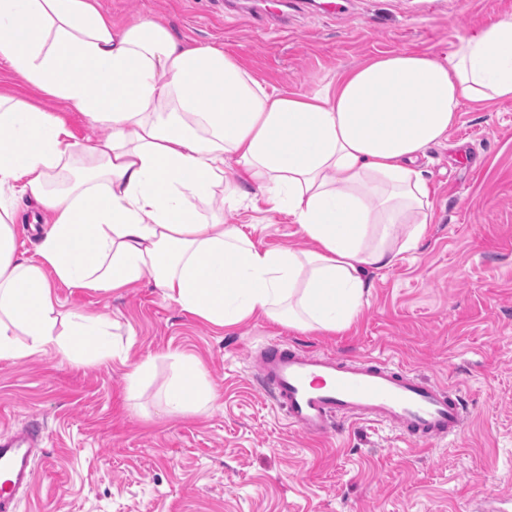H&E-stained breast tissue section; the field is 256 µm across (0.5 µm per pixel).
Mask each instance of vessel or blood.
Here are the masks:
<instances>
[{
  "mask_svg": "<svg viewBox=\"0 0 512 512\" xmlns=\"http://www.w3.org/2000/svg\"><path fill=\"white\" fill-rule=\"evenodd\" d=\"M251 366L276 410L316 440L342 422L364 420L432 446L458 436L465 425L457 390L385 356L317 353L277 340L259 346ZM36 443L31 432H0V512H16L20 489L33 486Z\"/></svg>",
  "mask_w": 512,
  "mask_h": 512,
  "instance_id": "b4317fda",
  "label": "vessel or blood"
}]
</instances>
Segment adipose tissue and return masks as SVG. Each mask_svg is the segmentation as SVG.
I'll list each match as a JSON object with an SVG mask.
<instances>
[{
  "label": "adipose tissue",
  "instance_id": "obj_1",
  "mask_svg": "<svg viewBox=\"0 0 512 512\" xmlns=\"http://www.w3.org/2000/svg\"><path fill=\"white\" fill-rule=\"evenodd\" d=\"M0 60L111 130L82 142L53 113L0 95V191L31 197L47 222L25 257L14 205L0 199V360L99 362L114 355L113 323L60 313L53 282L114 292L149 275L216 326L263 315L347 329L365 271L421 241L432 209L421 158L447 141L462 102L512 99V20L458 37L442 59L394 53L296 94L155 21L116 27L95 0H0ZM250 184L311 249L258 248L196 209ZM213 398L202 363L185 359L161 404L181 412Z\"/></svg>",
  "mask_w": 512,
  "mask_h": 512
}]
</instances>
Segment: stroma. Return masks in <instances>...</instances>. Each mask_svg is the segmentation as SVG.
Here are the masks:
<instances>
[{"label": "stroma", "instance_id": "1", "mask_svg": "<svg viewBox=\"0 0 512 512\" xmlns=\"http://www.w3.org/2000/svg\"><path fill=\"white\" fill-rule=\"evenodd\" d=\"M97 0L113 25L164 22L188 45L236 55L267 89L305 94L370 60L434 59L457 36L512 19V0ZM0 91L60 116L81 141L105 136L72 105L14 80ZM444 145L423 159L432 210L416 250L368 273L361 313L336 334L263 316L213 325L163 298L152 277L117 292L54 283L61 310L116 320L117 356L0 360V431L39 434L37 476L19 512H475L512 492V100L462 102ZM262 249L303 248L258 187L239 204H199ZM285 339L317 352L385 355L458 388L470 416L429 450L385 426L346 423L322 441L290 427L252 382L250 355ZM200 360L211 404L169 414L160 395ZM152 372L131 387L132 364Z\"/></svg>", "mask_w": 512, "mask_h": 512}]
</instances>
